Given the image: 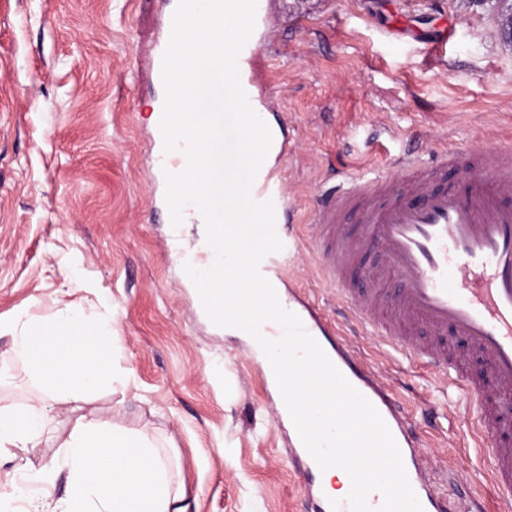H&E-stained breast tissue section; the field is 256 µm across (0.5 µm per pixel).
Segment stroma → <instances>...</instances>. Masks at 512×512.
<instances>
[{
    "instance_id": "stroma-1",
    "label": "stroma",
    "mask_w": 512,
    "mask_h": 512,
    "mask_svg": "<svg viewBox=\"0 0 512 512\" xmlns=\"http://www.w3.org/2000/svg\"><path fill=\"white\" fill-rule=\"evenodd\" d=\"M164 0H0V402L36 392L9 352L14 320H52L69 304L110 318L111 386L79 410L53 399L30 461L55 460L77 415L168 447L186 512H305L318 475L288 460L278 396L240 336L201 313L171 249L151 183L149 62ZM253 79L288 141L276 161L292 232L306 238L322 188L396 155L451 147L462 158L512 139V43L496 0H266ZM289 299L317 323L336 317L307 249L281 269ZM343 346L380 374L426 445L440 488L497 512L489 461L444 380L367 336ZM232 455H225V448Z\"/></svg>"
}]
</instances>
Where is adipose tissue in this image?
Wrapping results in <instances>:
<instances>
[{
    "label": "adipose tissue",
    "instance_id": "obj_1",
    "mask_svg": "<svg viewBox=\"0 0 512 512\" xmlns=\"http://www.w3.org/2000/svg\"><path fill=\"white\" fill-rule=\"evenodd\" d=\"M114 331L111 323L89 319L73 305L50 323L26 321L15 330L11 351L28 364L41 395L20 406L0 404V459L17 448L27 453L40 446L47 424L43 397L77 403L111 385L105 347ZM61 446L60 457L41 469L27 457L16 463L12 483L0 493V512H13L30 483L52 484L61 469L68 472L69 490L46 512H185L187 492L168 451L147 434L83 415Z\"/></svg>",
    "mask_w": 512,
    "mask_h": 512
}]
</instances>
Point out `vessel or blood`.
Wrapping results in <instances>:
<instances>
[{
  "instance_id": "obj_1",
  "label": "vessel or blood",
  "mask_w": 512,
  "mask_h": 512,
  "mask_svg": "<svg viewBox=\"0 0 512 512\" xmlns=\"http://www.w3.org/2000/svg\"><path fill=\"white\" fill-rule=\"evenodd\" d=\"M170 31L158 38L150 78L162 85V62ZM156 176L183 165V147L165 151L162 132L153 135ZM455 150L423 159L414 151L394 160V172L353 174L321 194L311 210L309 249L321 277L364 334L386 347L412 355L443 376L465 404L490 461V472L504 500L512 499V142L472 156L458 168ZM251 195L272 201L281 251L266 255L260 271L285 263L298 249L288 232V205L281 179L273 174L254 182ZM373 250L366 279L352 284L351 268ZM305 331L351 386L379 412L402 456L408 481L422 512H484L473 501L448 500L429 482L406 423V411L383 396L375 375L338 355L330 334L311 313L299 310ZM466 339L472 358L486 373L475 378L455 352L452 340ZM289 460L300 470L318 465L301 439ZM310 512H351L349 500L336 501L307 490Z\"/></svg>"
}]
</instances>
